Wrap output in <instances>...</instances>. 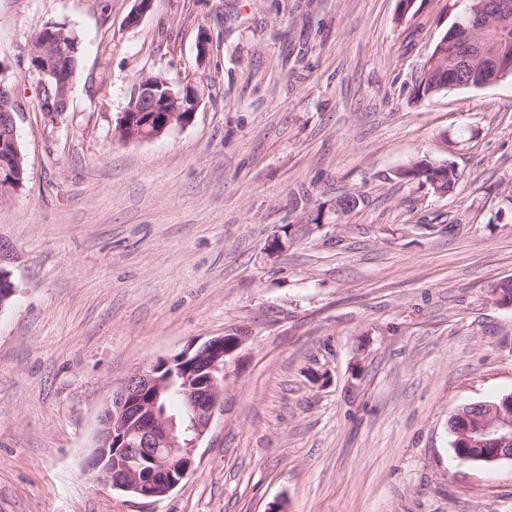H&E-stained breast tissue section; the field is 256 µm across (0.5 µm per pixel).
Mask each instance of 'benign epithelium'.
Segmentation results:
<instances>
[{
    "mask_svg": "<svg viewBox=\"0 0 512 512\" xmlns=\"http://www.w3.org/2000/svg\"><path fill=\"white\" fill-rule=\"evenodd\" d=\"M64 34L48 29L32 48V70L44 78L43 93L51 113L67 111L73 85L64 67L75 50L64 48ZM464 61L476 60L493 73V81L512 70V57L482 37H467L459 47ZM0 67V191L17 187L22 157L17 141L13 89ZM205 94L203 85L188 80L178 90L163 89L160 80L143 74L135 83L132 104L120 113L115 133L123 141L158 138L188 125ZM353 202L320 203L321 214L343 217ZM15 294V285L0 268V308ZM243 332L191 343L169 359H159L131 374L112 389L98 415L94 442L84 461L85 473L97 484L131 498L152 502L167 496L194 470L196 450L216 413L224 409V382L234 353L246 342ZM179 385L185 413L166 412L160 399ZM456 435L488 449L489 462L512 461V397L487 404L483 415L464 417Z\"/></svg>",
    "mask_w": 512,
    "mask_h": 512,
    "instance_id": "7a95c632",
    "label": "benign epithelium"
}]
</instances>
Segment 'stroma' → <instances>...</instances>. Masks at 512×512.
I'll return each instance as SVG.
<instances>
[{
    "label": "stroma",
    "mask_w": 512,
    "mask_h": 512,
    "mask_svg": "<svg viewBox=\"0 0 512 512\" xmlns=\"http://www.w3.org/2000/svg\"><path fill=\"white\" fill-rule=\"evenodd\" d=\"M454 0H0L26 175L0 193V512H512V462L457 458L449 416L512 393V78L418 94ZM82 42L39 110L33 36ZM210 31L206 59L197 33ZM200 80L191 124L123 142L141 73ZM454 163L455 192L395 179ZM359 196L347 217L307 221ZM288 248L267 250L283 225ZM224 409L173 492L83 473L113 386L233 329Z\"/></svg>",
    "instance_id": "35a3bbf8"
}]
</instances>
